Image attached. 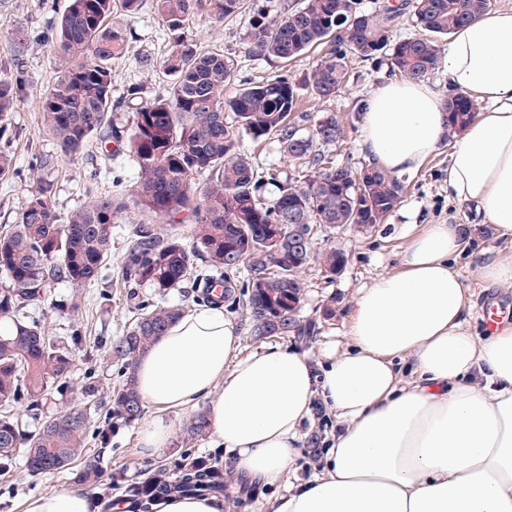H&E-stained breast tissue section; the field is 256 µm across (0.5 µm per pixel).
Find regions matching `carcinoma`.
<instances>
[{
	"label": "carcinoma",
	"mask_w": 512,
	"mask_h": 512,
	"mask_svg": "<svg viewBox=\"0 0 512 512\" xmlns=\"http://www.w3.org/2000/svg\"><path fill=\"white\" fill-rule=\"evenodd\" d=\"M172 35L162 67L171 79L168 95L146 98L139 87L129 121H112V60L129 48V32L115 15L137 14L145 0H70L56 33L59 69L41 96L44 125L62 156L77 159L90 145L108 158L126 154L138 168L136 189L127 199L103 195L63 220L49 183L27 199L17 224L0 235V319L11 330L0 333V472L22 458L31 476L67 471L77 483L107 486L132 504L134 512H154L172 494H197L235 502L246 483L224 471L217 457L179 448L173 463L151 465L138 478L107 471L112 431L144 414L131 369L137 358L183 313V308L137 303V313L105 345V357L121 381L102 396L87 374L84 401H62L72 388L73 355L82 343L76 329L63 338L25 315L42 303L58 280L81 287L94 282L112 258V224L129 205L154 218L141 224L123 254L122 278L132 288L159 293L178 288L194 261L206 259L212 275L207 287L224 285L223 300L239 289L251 335L309 336L313 324L300 320L303 269L317 261L329 275L340 272L347 256L336 247L313 252L317 229L332 235L357 232L388 219L400 203L404 185L372 163L359 170L336 163L327 148L342 141L334 115L312 119L298 112L299 94L286 72L244 81L231 97L224 88L235 80L234 59L198 47L190 22L207 14L216 22L249 11L245 54L286 62L312 48L323 54L306 76L316 99L334 98L348 87L352 63L388 62L390 72L425 81L439 60V39L491 10L492 0H400L367 12L362 0H299L284 7L278 0H152ZM412 12L417 33L396 40L393 23ZM14 73L0 78V117L27 95L21 56ZM450 136L460 135L476 113V103L457 91L447 99ZM233 113L227 120L224 113ZM308 122L307 131L300 123ZM276 138L288 169H258L241 149L240 134ZM203 180L197 185V180ZM191 219L189 234L183 223ZM246 271V280L238 274ZM61 398L33 431L22 429L13 409L32 412L48 398ZM107 407L105 413L97 405ZM208 432L207 415L196 412L184 439ZM96 456L86 460L88 437ZM82 462L74 468L76 462Z\"/></svg>",
	"instance_id": "1"
}]
</instances>
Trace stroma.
I'll use <instances>...</instances> for the list:
<instances>
[{"instance_id": "1", "label": "stroma", "mask_w": 512, "mask_h": 512, "mask_svg": "<svg viewBox=\"0 0 512 512\" xmlns=\"http://www.w3.org/2000/svg\"><path fill=\"white\" fill-rule=\"evenodd\" d=\"M68 0H0V77L12 71L10 34L17 30L27 32L23 48L24 69L29 83V96L0 122L4 136L0 147L7 148L13 157L10 173L0 175V234L16 224L28 197L38 187L39 180L51 181L54 204L60 216L87 205L103 194L125 195L135 187L138 171L130 157L117 155L112 159L83 157L72 161L60 156L55 142L44 132V116L39 105L40 95L53 84L59 60L50 46V36L66 11ZM123 23L131 33V47L125 57L112 63V100L116 104L113 119L124 123L128 116L125 105L127 91L143 87L148 96L167 95L170 79L161 69L142 68L138 59L150 53L162 59L170 47L167 28L155 14L152 5H145L134 15H127ZM248 27L247 15L216 22L199 15L193 20L192 30L197 43L206 50H219L233 58L237 64L238 79L258 80L269 73L287 70L300 89V109L313 116L336 115L344 126L345 142L335 150L337 163L351 167L365 164L367 158L361 150L360 105L382 83L391 78L387 66L353 64L352 77L347 90L334 99H314L305 82L307 72L321 56V49L310 50L301 60L281 63L255 57H246L242 43ZM449 147H441L420 169L403 177L405 193L386 223L365 233L345 232L326 237L316 232L314 251L333 244L345 251L348 262L336 276H326L318 264H309L301 273L304 282V301L300 318L316 324L314 336L302 340L292 336H269L253 339L250 322L241 305L225 302L224 315L238 329L242 337L243 354L263 351L270 346L298 349L310 358H317L325 344L344 349L351 310L360 288L379 275L395 272L399 266V253L409 238L427 224H462L470 228L466 254L460 256L456 266L464 284L469 288L476 304L472 326L478 334H485L484 310L487 305H498L500 312L512 317V285L487 286L479 273L478 260L484 253L512 261V243L485 234L482 216L469 206L448 197ZM50 157L52 168L36 171L37 160ZM149 214L131 208L120 215L112 226V259L95 283L75 288L61 281L53 285L51 296L69 304L64 314H57L50 304L30 308V315L39 317L52 336H66L81 330L87 338L85 348L76 350L74 376L83 379L87 368H94L103 387L118 382L117 375L107 371L103 363H91L87 352L94 349L103 337L119 335L131 322L134 302L120 273V261L134 240L138 225L151 223ZM334 304L332 316H324L326 304ZM141 423L117 429L111 437L110 466L122 470L128 477H137L141 470L155 461L170 462L171 449H163L156 456L143 454L140 445ZM69 473L28 477L23 465L0 475V512H22L25 499L50 490L71 487Z\"/></svg>"}]
</instances>
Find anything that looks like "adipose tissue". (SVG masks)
<instances>
[{"mask_svg": "<svg viewBox=\"0 0 512 512\" xmlns=\"http://www.w3.org/2000/svg\"><path fill=\"white\" fill-rule=\"evenodd\" d=\"M444 68L449 87L492 109L453 140L443 94L390 81L363 106V150L396 175L449 145V197L512 241V11L456 30ZM465 239L459 224L411 238L399 269L360 290L347 348L324 346L318 363L280 346L241 355L223 306L185 311L132 369L140 398L157 410L141 430L145 453L168 446L166 411L202 404L235 470L275 483L320 401L341 425L336 442L321 474L270 512H512V326L472 334L474 305L454 266ZM101 508L76 485L27 499L23 512Z\"/></svg>", "mask_w": 512, "mask_h": 512, "instance_id": "adipose-tissue-1", "label": "adipose tissue"}]
</instances>
